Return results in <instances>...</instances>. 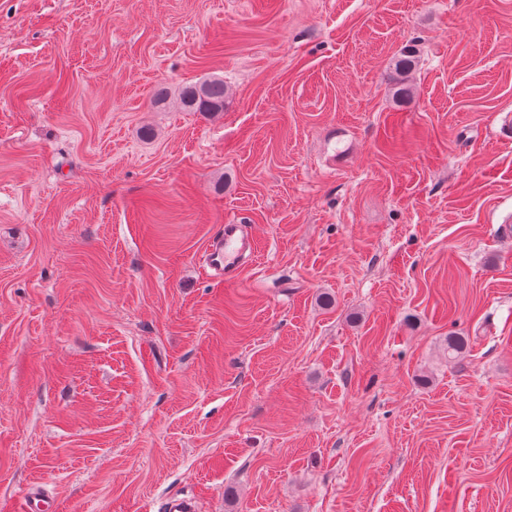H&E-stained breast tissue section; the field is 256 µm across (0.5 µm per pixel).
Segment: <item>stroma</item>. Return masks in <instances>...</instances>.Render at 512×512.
Returning a JSON list of instances; mask_svg holds the SVG:
<instances>
[{
	"mask_svg": "<svg viewBox=\"0 0 512 512\" xmlns=\"http://www.w3.org/2000/svg\"><path fill=\"white\" fill-rule=\"evenodd\" d=\"M504 224L512 0H0V512H512ZM418 57L413 49L404 50L393 62L392 82L395 95L405 99L410 94L409 77L416 69ZM225 100L224 80L213 78L200 84L183 87L177 97L176 103L187 112H203L215 114L223 112ZM254 241L241 224H224L206 253L208 268L225 285L238 281L241 266L254 253Z\"/></svg>",
	"mask_w": 512,
	"mask_h": 512,
	"instance_id": "35a3bbf8",
	"label": "stroma"
}]
</instances>
